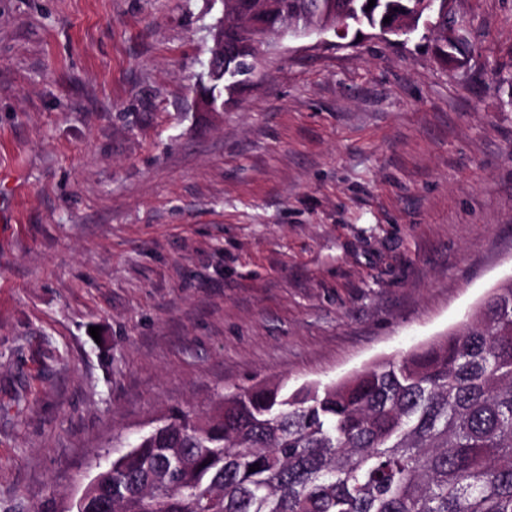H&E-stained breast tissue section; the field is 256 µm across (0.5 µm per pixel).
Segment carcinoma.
Wrapping results in <instances>:
<instances>
[{
  "label": "carcinoma",
  "mask_w": 512,
  "mask_h": 512,
  "mask_svg": "<svg viewBox=\"0 0 512 512\" xmlns=\"http://www.w3.org/2000/svg\"><path fill=\"white\" fill-rule=\"evenodd\" d=\"M224 60L321 16L378 29L441 20L424 0H233ZM259 464V470L249 471ZM77 512H512V278L470 320L395 360L291 393L260 384L178 410L101 469Z\"/></svg>",
  "instance_id": "obj_1"
}]
</instances>
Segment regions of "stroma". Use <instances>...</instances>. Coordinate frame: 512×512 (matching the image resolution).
Returning <instances> with one entry per match:
<instances>
[{
	"label": "stroma",
	"mask_w": 512,
	"mask_h": 512,
	"mask_svg": "<svg viewBox=\"0 0 512 512\" xmlns=\"http://www.w3.org/2000/svg\"><path fill=\"white\" fill-rule=\"evenodd\" d=\"M221 15L0 0V512H71L173 410L399 357L512 276V0H450L445 64L431 16L260 37L210 110Z\"/></svg>",
	"instance_id": "obj_1"
}]
</instances>
